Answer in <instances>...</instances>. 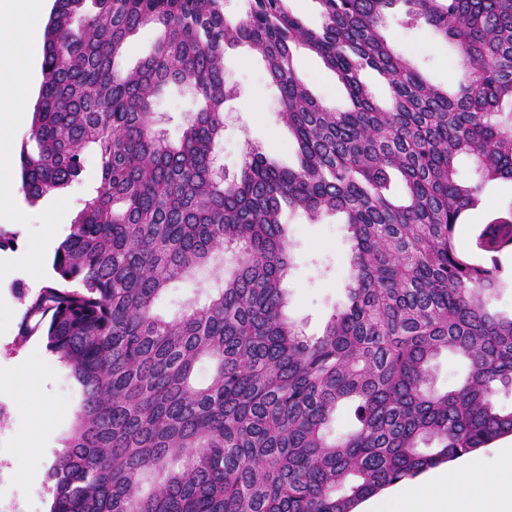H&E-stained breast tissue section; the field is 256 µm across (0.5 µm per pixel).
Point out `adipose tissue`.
<instances>
[{
    "instance_id": "1",
    "label": "adipose tissue",
    "mask_w": 512,
    "mask_h": 512,
    "mask_svg": "<svg viewBox=\"0 0 512 512\" xmlns=\"http://www.w3.org/2000/svg\"><path fill=\"white\" fill-rule=\"evenodd\" d=\"M45 0H0V28L14 31L12 44L1 52L0 89L15 103L0 113V131L25 123L30 70L27 65L38 33ZM494 467L474 456L450 471H438L409 485L373 498L363 512H512V444L493 451Z\"/></svg>"
}]
</instances>
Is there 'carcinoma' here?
<instances>
[{
  "label": "carcinoma",
  "mask_w": 512,
  "mask_h": 512,
  "mask_svg": "<svg viewBox=\"0 0 512 512\" xmlns=\"http://www.w3.org/2000/svg\"><path fill=\"white\" fill-rule=\"evenodd\" d=\"M54 0L43 80L20 167L37 200L76 181L96 153L100 183L55 249L49 282L22 290L23 345L36 337L81 401L47 471L50 512H355L369 497L512 435V316L488 309L494 258L454 245L484 185L512 181V0H317L310 29L288 0ZM405 7L454 43L457 88L428 82L384 34ZM144 27L153 52L115 60ZM268 64L300 165L251 152L232 179L213 170L224 136V49ZM319 55L347 92L337 112L297 75L294 46ZM387 82L381 107L361 80ZM171 83L201 103L179 144L153 106ZM475 158L469 183L455 160ZM342 213L352 242L346 301L309 339L284 313L290 243L282 203ZM512 208L483 225L478 247ZM222 271L201 305L155 310L173 282ZM444 351L467 374L438 390ZM208 379H196L198 366ZM342 410L352 429L334 436Z\"/></svg>",
  "instance_id": "1"
}]
</instances>
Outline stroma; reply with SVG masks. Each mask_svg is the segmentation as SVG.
Listing matches in <instances>:
<instances>
[{
    "mask_svg": "<svg viewBox=\"0 0 512 512\" xmlns=\"http://www.w3.org/2000/svg\"><path fill=\"white\" fill-rule=\"evenodd\" d=\"M399 18L396 11L388 17L385 34L389 43L411 59L430 83L455 90L461 61L453 44L426 24L401 26ZM294 65L317 99L331 108H348L345 90L319 57L300 50L294 55ZM224 76L235 90L224 105V138L216 154L225 175H239L253 150L278 166L297 167L295 138L278 115L279 92L268 77L263 58L243 48L227 50ZM251 101L256 102V110H245V103ZM198 108L189 88L170 85L162 90L156 111L170 142L179 143L187 118ZM99 180L97 156L86 152L79 182L34 202L18 194L15 203L23 212L20 222L0 226V232L8 237L0 248V259L14 264L13 276L0 285V379L8 384L7 390L0 392V409L6 413L0 424V512H45L46 473L81 400L67 369L46 353L41 342L33 340L15 347L23 312L15 290L21 287L36 292L31 269L49 265L54 253L53 248H41V241L49 235L57 239L69 235L84 200L94 194ZM63 199L68 202L64 220L57 226L47 224V215ZM480 199L454 230L457 251L477 259L484 256L476 245L479 228L512 207V181L487 184ZM282 222L291 254L286 313L305 336L316 337L334 308L345 300L351 242L344 218L336 214L313 221L304 212L287 210ZM214 284L211 275L175 282L157 300L156 310L165 318L175 317L195 299L199 288Z\"/></svg>",
    "mask_w": 512,
    "mask_h": 512,
    "instance_id": "obj_1",
    "label": "stroma"
}]
</instances>
